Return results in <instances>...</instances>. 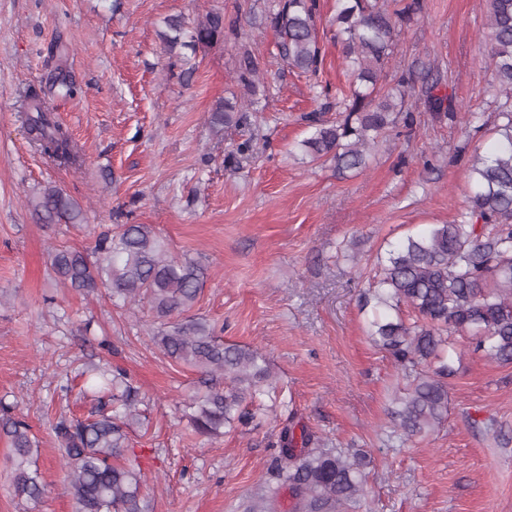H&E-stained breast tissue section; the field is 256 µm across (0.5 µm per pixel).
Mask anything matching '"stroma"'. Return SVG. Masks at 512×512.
I'll return each mask as SVG.
<instances>
[{
	"instance_id": "obj_1",
	"label": "stroma",
	"mask_w": 512,
	"mask_h": 512,
	"mask_svg": "<svg viewBox=\"0 0 512 512\" xmlns=\"http://www.w3.org/2000/svg\"><path fill=\"white\" fill-rule=\"evenodd\" d=\"M272 0H0V401L39 441L45 494L14 498L0 436V512H75L51 432L62 414L94 406L78 371L120 368L139 390L127 462L138 465L149 512H245L274 482L286 420L326 447L364 456L367 494L349 512H512V364L488 360L469 335L448 351V416L404 438L390 410L407 381L367 335L360 293L377 258L409 234L451 222L470 190L471 155L497 137L490 36L483 0H420L396 41L390 77L413 72V123L385 130L362 173L337 174L298 148L312 120H339L348 84L332 18L319 0L317 74L289 68L263 21ZM238 22V38L168 53L166 17L209 11ZM66 52L73 94L52 89L47 48ZM259 58L265 85L246 126L211 124L218 100L242 96L238 48ZM190 82L179 74L185 63ZM36 89L78 145L81 167L56 165L20 118ZM481 113L482 128L431 111L428 93ZM80 204L85 221L47 224L26 204L47 186ZM110 224H149L177 257L207 268L191 310L225 343L266 357L274 397L219 436L195 432L200 370L153 342L163 321L148 304L116 307L106 290L66 288L52 246L89 248Z\"/></svg>"
}]
</instances>
